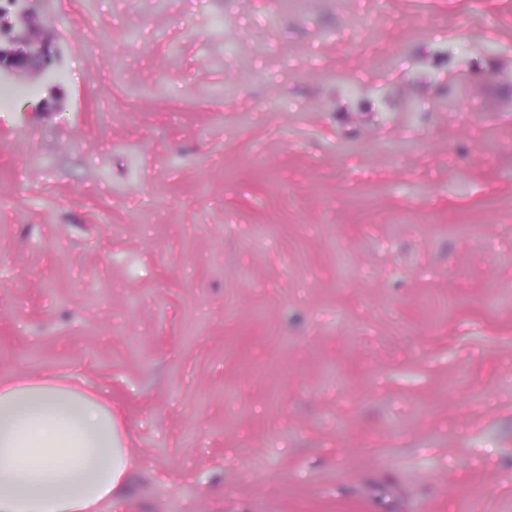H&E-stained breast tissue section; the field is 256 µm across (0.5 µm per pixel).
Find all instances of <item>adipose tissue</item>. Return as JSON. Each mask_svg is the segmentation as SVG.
<instances>
[{
	"instance_id": "adipose-tissue-1",
	"label": "adipose tissue",
	"mask_w": 512,
	"mask_h": 512,
	"mask_svg": "<svg viewBox=\"0 0 512 512\" xmlns=\"http://www.w3.org/2000/svg\"><path fill=\"white\" fill-rule=\"evenodd\" d=\"M138 461L111 403L76 377L0 381V512H100Z\"/></svg>"
}]
</instances>
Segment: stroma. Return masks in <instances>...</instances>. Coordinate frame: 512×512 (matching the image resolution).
Here are the masks:
<instances>
[{"label":"stroma","mask_w":512,"mask_h":512,"mask_svg":"<svg viewBox=\"0 0 512 512\" xmlns=\"http://www.w3.org/2000/svg\"><path fill=\"white\" fill-rule=\"evenodd\" d=\"M0 101V380L80 377L103 512H512V0H50Z\"/></svg>","instance_id":"obj_1"}]
</instances>
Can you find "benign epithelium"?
I'll return each mask as SVG.
<instances>
[{"mask_svg":"<svg viewBox=\"0 0 512 512\" xmlns=\"http://www.w3.org/2000/svg\"><path fill=\"white\" fill-rule=\"evenodd\" d=\"M33 0H21L17 26L0 32V78L30 77L48 70L55 58L53 35L43 28L30 7Z\"/></svg>","mask_w":512,"mask_h":512,"instance_id":"1","label":"benign epithelium"}]
</instances>
